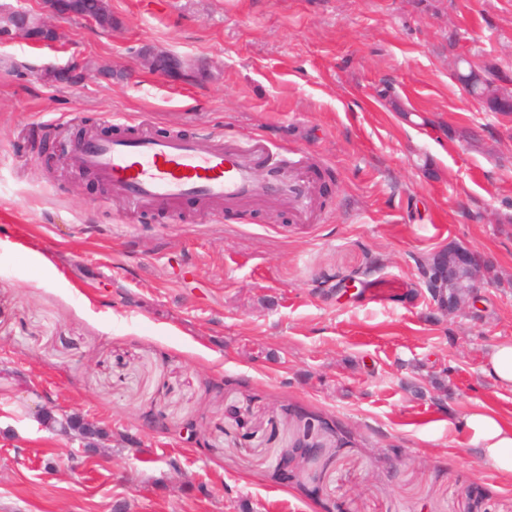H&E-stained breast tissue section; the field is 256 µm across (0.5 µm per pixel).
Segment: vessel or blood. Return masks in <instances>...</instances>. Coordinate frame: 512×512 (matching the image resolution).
<instances>
[{
  "label": "vessel or blood",
  "mask_w": 512,
  "mask_h": 512,
  "mask_svg": "<svg viewBox=\"0 0 512 512\" xmlns=\"http://www.w3.org/2000/svg\"><path fill=\"white\" fill-rule=\"evenodd\" d=\"M270 142L254 136L243 140L188 134H158L142 129L129 137L93 136L75 150L78 169H90L112 190L138 204L163 206L191 196L221 208L275 193L308 203L304 182L310 170L304 160L290 161L283 181L259 179Z\"/></svg>",
  "instance_id": "1"
}]
</instances>
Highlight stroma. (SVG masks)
<instances>
[{
	"instance_id": "stroma-1",
	"label": "stroma",
	"mask_w": 512,
	"mask_h": 512,
	"mask_svg": "<svg viewBox=\"0 0 512 512\" xmlns=\"http://www.w3.org/2000/svg\"><path fill=\"white\" fill-rule=\"evenodd\" d=\"M108 3L111 31L0 42V512H512L448 425L483 405L512 424L481 372L512 340V116L455 75L512 77V0ZM70 60L112 76L43 80ZM142 124L261 135L336 180L306 218L274 198L218 213L132 205L56 158ZM451 244L493 263L483 320L431 304L419 265ZM40 399L112 441L57 434ZM309 418L323 452L281 481Z\"/></svg>"
}]
</instances>
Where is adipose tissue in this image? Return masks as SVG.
Here are the masks:
<instances>
[{
    "label": "adipose tissue",
    "instance_id": "ef3b65f1",
    "mask_svg": "<svg viewBox=\"0 0 512 512\" xmlns=\"http://www.w3.org/2000/svg\"><path fill=\"white\" fill-rule=\"evenodd\" d=\"M456 424L465 430L470 445L478 449L485 462L512 478V424L483 407L463 414Z\"/></svg>",
    "mask_w": 512,
    "mask_h": 512
}]
</instances>
